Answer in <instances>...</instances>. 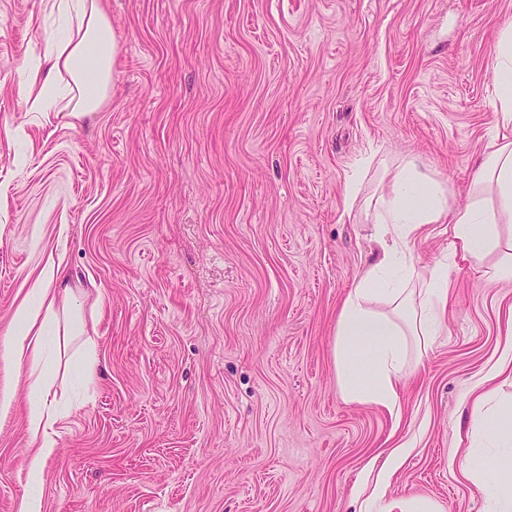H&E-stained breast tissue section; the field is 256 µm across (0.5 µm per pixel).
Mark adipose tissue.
Wrapping results in <instances>:
<instances>
[{"label": "adipose tissue", "mask_w": 512, "mask_h": 512, "mask_svg": "<svg viewBox=\"0 0 512 512\" xmlns=\"http://www.w3.org/2000/svg\"><path fill=\"white\" fill-rule=\"evenodd\" d=\"M57 8L63 32L46 40L42 64L23 71L20 92L42 112L57 111L63 101L76 112L99 111L110 96L117 57L103 0H57ZM491 68L492 105L502 131L492 136L477 162L466 205H449L446 188L416 160L380 161L389 179L365 211L382 254L357 277L336 324V384L348 401L372 403L398 415L407 345L415 343L419 352H426L443 328L450 267L493 254L496 262L483 271L486 281L512 279V238L502 237L503 225L512 224V137L507 134L512 128V24L498 35ZM426 224L447 225L448 260L421 269L413 242ZM68 281L63 265L46 268L17 309L11 332L15 355L36 371L27 397V428L36 443L28 466L32 481L56 448L53 426L60 413L52 362L63 337H84V369H93L96 342L74 307ZM379 303L385 304V311H376ZM494 396V391L484 390L473 398L475 437L506 450L512 446V413L488 412ZM407 451V446H398L380 467L374 490L375 500L382 503L380 512H438L425 498L386 495L388 480Z\"/></svg>", "instance_id": "ef3b65f1"}]
</instances>
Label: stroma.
<instances>
[{
	"label": "stroma",
	"instance_id": "1",
	"mask_svg": "<svg viewBox=\"0 0 512 512\" xmlns=\"http://www.w3.org/2000/svg\"><path fill=\"white\" fill-rule=\"evenodd\" d=\"M119 52L105 106L36 112L21 72L62 23L0 0V512H20L27 367L6 346L51 263L97 330L43 466L42 512H359L365 469L410 439L388 496L484 512L463 476L472 387L507 339L512 280L451 274L445 328L407 350L399 416L343 399L336 323L381 256L344 186L380 152L465 204L496 132L490 67L512 0H104ZM418 267L448 258L426 225ZM512 405V380H489Z\"/></svg>",
	"mask_w": 512,
	"mask_h": 512
}]
</instances>
